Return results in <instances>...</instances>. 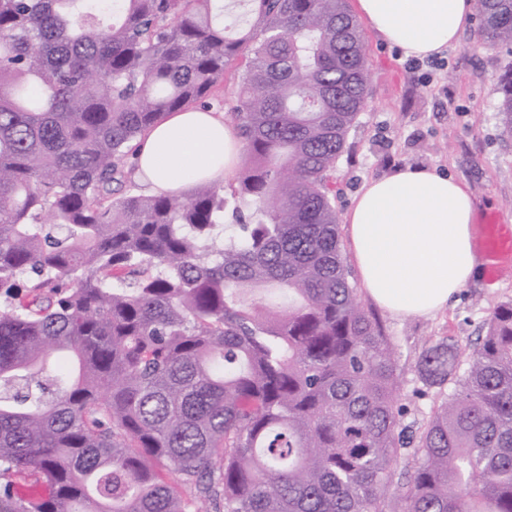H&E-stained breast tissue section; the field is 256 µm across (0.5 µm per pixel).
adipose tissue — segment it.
Instances as JSON below:
<instances>
[{
    "label": "adipose tissue",
    "mask_w": 512,
    "mask_h": 512,
    "mask_svg": "<svg viewBox=\"0 0 512 512\" xmlns=\"http://www.w3.org/2000/svg\"><path fill=\"white\" fill-rule=\"evenodd\" d=\"M371 30L425 58L455 45L474 0H356ZM242 143L223 113L187 106L139 139L135 176L153 195L222 183ZM366 295L399 315H429L481 269L474 204L451 177L405 168L366 183L344 216Z\"/></svg>",
    "instance_id": "adipose-tissue-1"
}]
</instances>
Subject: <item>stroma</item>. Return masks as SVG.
I'll list each match as a JSON object with an SVG mask.
<instances>
[{"label":"stroma","instance_id":"stroma-1","mask_svg":"<svg viewBox=\"0 0 512 512\" xmlns=\"http://www.w3.org/2000/svg\"><path fill=\"white\" fill-rule=\"evenodd\" d=\"M364 36L371 80L366 107L336 163L338 214H345L368 181L412 167L450 175L465 185L475 201L478 226L493 216L512 228V136L504 131L495 91L512 66V53L485 46L473 23L440 55L436 69L427 60L404 57L372 31ZM510 300L512 258L501 262L497 275L469 281L432 316H399L365 301L395 352L401 426L423 428L437 400L436 390L426 389L418 378L427 340L451 337L462 355H469L493 309Z\"/></svg>","mask_w":512,"mask_h":512}]
</instances>
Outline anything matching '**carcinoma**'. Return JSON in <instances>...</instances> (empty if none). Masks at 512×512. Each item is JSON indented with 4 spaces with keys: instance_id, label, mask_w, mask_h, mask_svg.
<instances>
[{
    "instance_id": "cac0c4a2",
    "label": "carcinoma",
    "mask_w": 512,
    "mask_h": 512,
    "mask_svg": "<svg viewBox=\"0 0 512 512\" xmlns=\"http://www.w3.org/2000/svg\"><path fill=\"white\" fill-rule=\"evenodd\" d=\"M244 6L0 0V512H512V302L465 370L423 350L440 398L404 440L332 182L363 30L347 0ZM475 11L512 50V0ZM240 59L236 185L130 192L134 142ZM497 93L512 134V67ZM28 472L47 497L16 493Z\"/></svg>"
}]
</instances>
